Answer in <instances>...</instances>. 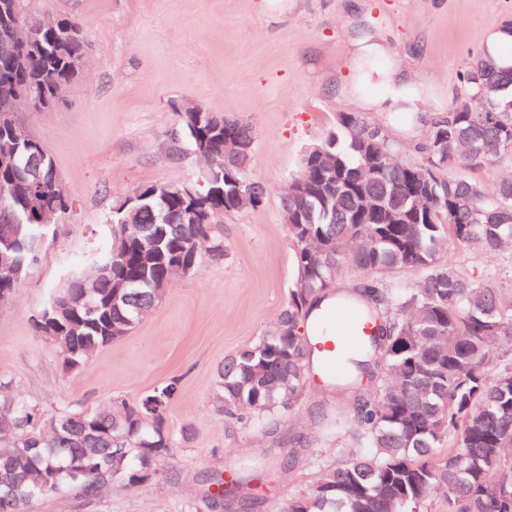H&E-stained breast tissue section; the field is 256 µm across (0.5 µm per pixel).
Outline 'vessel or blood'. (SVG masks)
<instances>
[{"mask_svg": "<svg viewBox=\"0 0 512 512\" xmlns=\"http://www.w3.org/2000/svg\"><path fill=\"white\" fill-rule=\"evenodd\" d=\"M372 324L349 308L325 309L313 327L312 338L318 348L316 376L331 380L340 375L345 359L364 344Z\"/></svg>", "mask_w": 512, "mask_h": 512, "instance_id": "b4317fda", "label": "vessel or blood"}]
</instances>
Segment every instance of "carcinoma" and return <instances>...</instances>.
Returning <instances> with one entry per match:
<instances>
[{"label":"carcinoma","mask_w":512,"mask_h":512,"mask_svg":"<svg viewBox=\"0 0 512 512\" xmlns=\"http://www.w3.org/2000/svg\"><path fill=\"white\" fill-rule=\"evenodd\" d=\"M28 29L40 33L39 47L25 54L0 50V75L11 77L18 93L40 104L54 100V87L80 74L75 62L84 57L82 23L64 17L69 32L49 33L42 18L29 12L26 0H0V23L11 2ZM466 95L476 98L473 112H455L434 125L448 133L443 158L419 147L417 160L373 159L374 190L404 223H387L386 214L360 216L362 201L345 199L331 209L323 196L307 199L301 223L288 225L293 244L295 279L276 322L261 338L224 360L217 373L215 402L237 420L276 422L293 410L313 372L316 347L304 323L333 300L351 303L376 327L363 348L347 362L343 374L323 387L352 397L347 413L351 439L358 451L324 469L303 493L288 499L284 512H421L428 495L441 496L444 512H512V294L481 285L450 260V248L476 246L494 253L512 241V181L492 191L450 167L478 170L512 161V66L483 52L472 68L459 75ZM14 116L0 112V153L11 152L23 165L42 172L31 184L16 171L0 166V247L15 244L14 269H0V280L25 278L54 237L55 225L39 223L40 213H69L56 197L57 172L50 155L34 139L12 140ZM255 138L253 127L208 113L210 150L216 170L224 168V125ZM378 129L359 114L336 119L324 138L327 151L344 176L353 178L365 154L379 140ZM174 135L198 148L191 114H178ZM437 164L439 181L422 191L413 188L411 170ZM139 191L128 205L139 223L124 226L121 210L112 212L111 231L149 243L150 254L132 251L123 260L107 254L97 293L83 301L78 334L64 324L51 331L34 321L39 335L56 350L63 369L81 370L94 352L128 335L139 323V309L155 306L168 284L156 285L168 263L196 246L203 256L219 260L224 237L216 229L224 212L247 211L235 199L234 184L195 188L207 199L188 212L178 198ZM347 267L372 277L367 299L336 290V271ZM418 275L414 288L393 292L388 275ZM140 281L111 300L112 278ZM173 394L166 386L135 402L88 406L65 411L53 421L55 431H36L40 412L8 385L0 384V431L13 444L0 448V512H32L34 504L69 488L94 497L100 488L130 470L152 469L173 454L177 441L165 428L163 413ZM244 477L218 475L212 484L236 497Z\"/></svg>","instance_id":"obj_1"}]
</instances>
